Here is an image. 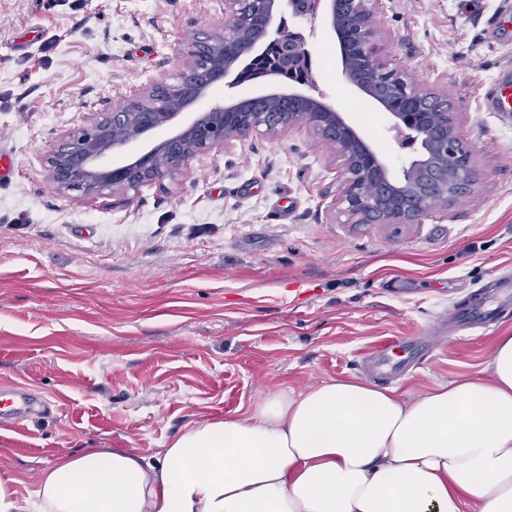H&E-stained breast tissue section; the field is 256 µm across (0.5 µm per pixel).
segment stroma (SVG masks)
Listing matches in <instances>:
<instances>
[{
	"label": "stroma",
	"mask_w": 512,
	"mask_h": 512,
	"mask_svg": "<svg viewBox=\"0 0 512 512\" xmlns=\"http://www.w3.org/2000/svg\"><path fill=\"white\" fill-rule=\"evenodd\" d=\"M500 0H378L384 56L445 94L482 179L398 229L351 224L336 159L306 133L254 135L132 200L60 194L45 159L88 113L172 79L189 37L224 0H0V390L35 402L0 423V472L86 448L149 455L192 423L265 394L365 378L364 358L512 273V122L478 105L512 62L483 21ZM303 32L319 91L400 166L391 118L343 81L321 20ZM365 114H358V107ZM512 318L436 345L393 380L404 397L484 370Z\"/></svg>",
	"instance_id": "stroma-1"
}]
</instances>
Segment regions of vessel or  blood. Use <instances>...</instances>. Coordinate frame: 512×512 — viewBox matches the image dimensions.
<instances>
[{
    "instance_id": "vessel-or-blood-1",
    "label": "vessel or blood",
    "mask_w": 512,
    "mask_h": 512,
    "mask_svg": "<svg viewBox=\"0 0 512 512\" xmlns=\"http://www.w3.org/2000/svg\"><path fill=\"white\" fill-rule=\"evenodd\" d=\"M480 102L485 111L512 120V68L501 70L484 85ZM511 308L512 275L504 273L494 279L492 286L472 291L469 302L457 307L455 327L460 331L490 327ZM433 347V341L420 336L393 337L380 346L376 366L379 371L391 373L405 362L408 353L428 352Z\"/></svg>"
}]
</instances>
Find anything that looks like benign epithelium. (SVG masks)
<instances>
[{"label": "benign epithelium", "mask_w": 512, "mask_h": 512, "mask_svg": "<svg viewBox=\"0 0 512 512\" xmlns=\"http://www.w3.org/2000/svg\"><path fill=\"white\" fill-rule=\"evenodd\" d=\"M376 0H224V25L209 36L187 40L171 82L131 98L118 111L92 112L63 134L46 157L57 191L84 198L106 191L138 194L182 172L191 161L225 151L255 134L279 137L304 130L331 146L338 163L337 203L350 224L400 228L416 224L480 180L475 148L460 134L448 98L414 84L405 71L380 56L374 23ZM296 16L322 9L338 41L344 81L392 118L390 130L402 150L417 155L400 172L366 141L311 77L310 54L298 33L282 34L285 8ZM275 47L288 76L269 72L277 89L216 103L191 119L184 115L219 85L235 88L252 62ZM172 134L133 158L103 163L150 131Z\"/></svg>", "instance_id": "obj_1"}]
</instances>
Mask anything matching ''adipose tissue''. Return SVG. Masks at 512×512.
Returning a JSON list of instances; mask_svg holds the SVG:
<instances>
[{"label": "adipose tissue", "mask_w": 512, "mask_h": 512, "mask_svg": "<svg viewBox=\"0 0 512 512\" xmlns=\"http://www.w3.org/2000/svg\"><path fill=\"white\" fill-rule=\"evenodd\" d=\"M14 484L0 475V512H512V334L485 372L414 398L331 378Z\"/></svg>", "instance_id": "ef3b65f1"}]
</instances>
